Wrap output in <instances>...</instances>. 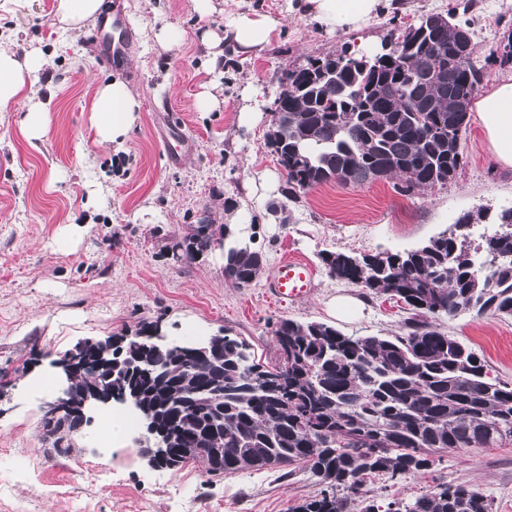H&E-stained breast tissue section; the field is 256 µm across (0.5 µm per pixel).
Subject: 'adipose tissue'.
<instances>
[{
  "label": "adipose tissue",
  "instance_id": "obj_1",
  "mask_svg": "<svg viewBox=\"0 0 512 512\" xmlns=\"http://www.w3.org/2000/svg\"><path fill=\"white\" fill-rule=\"evenodd\" d=\"M308 9L320 23L348 29L374 17L380 0H307ZM277 24L267 14L255 11L239 17L222 34L210 35L207 47L212 58H219L222 41L237 45L241 53L261 51L272 40ZM44 65L36 54L18 55L0 49V105L14 102L25 110L23 132L27 137L44 135L46 105L33 102L29 91ZM139 103L126 84L112 80L100 84L92 107L96 141L109 145L125 137L133 128ZM476 112L487 133L496 160L512 166V77L497 81L495 88L477 103Z\"/></svg>",
  "mask_w": 512,
  "mask_h": 512
}]
</instances>
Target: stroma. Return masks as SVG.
Returning <instances> with one entry per match:
<instances>
[{
    "instance_id": "stroma-1",
    "label": "stroma",
    "mask_w": 512,
    "mask_h": 512,
    "mask_svg": "<svg viewBox=\"0 0 512 512\" xmlns=\"http://www.w3.org/2000/svg\"><path fill=\"white\" fill-rule=\"evenodd\" d=\"M57 2L31 0L18 13L0 7V45L44 55L33 89L49 104L47 132L33 144L20 131V106L0 105V472L20 474L0 494V512H290L318 488L308 472L215 477L199 463L154 470L130 437L102 446L97 418L69 455L51 454L42 406L58 386H40L53 372L45 354L155 321L175 337L219 330L242 337L269 364L279 358L273 331L282 318L324 322L353 336L404 334L402 303L330 277L320 252H403L452 229L464 213L512 207V166L497 162L472 115L462 134L463 164L447 185L403 195L389 180L347 188L329 182L290 201L267 134L285 70L348 45L376 48L390 29L447 13L456 0H390L348 31L296 11L293 0H211L207 12L199 0H122L135 24L124 77L99 64L91 25L80 36L61 31ZM478 2L467 18L476 54L489 62L484 95L512 76V66L490 61L512 33V0ZM255 10L278 24L271 43L247 58L225 44L217 66H209L204 33ZM163 28L182 32V41L163 49L156 38ZM117 78L140 112L122 142L101 146L91 103L98 84ZM206 91L217 108L199 106ZM172 121L193 144L177 165L168 163L161 141ZM203 219L250 227L265 257L251 287L225 281L219 254L182 264L167 259L169 239ZM70 224L82 233L68 253L55 238ZM285 257L313 268L311 298H269V277ZM340 296L357 300L358 311L337 316L330 304ZM439 328L475 352L491 377L512 384V317L465 312L440 319ZM446 484L479 488L493 512H512V444L448 450L425 473L371 477L366 501L384 507Z\"/></svg>"
}]
</instances>
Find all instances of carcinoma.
Returning a JSON list of instances; mask_svg holds the SVG:
<instances>
[{
    "label": "carcinoma",
    "mask_w": 512,
    "mask_h": 512,
    "mask_svg": "<svg viewBox=\"0 0 512 512\" xmlns=\"http://www.w3.org/2000/svg\"><path fill=\"white\" fill-rule=\"evenodd\" d=\"M471 8L465 0L446 16L393 30L392 60L342 50L330 88L317 68L285 71L272 119L280 139L270 142L282 194L293 200L324 183L381 178L396 179L405 194L448 184L485 76L474 53L459 55L461 25L453 19ZM493 223L498 230L476 248L464 233L444 231L404 253H320L329 276L404 302L412 316L403 336H348L323 322L280 319L275 379L264 386L252 372L266 364L247 341L226 334L207 360L191 362L175 347H151L150 322L126 339L122 365L97 377L114 393L138 391L179 467L199 461L211 475L300 467L320 489L292 512H352L371 475L397 479L427 471L441 450L512 443V386L490 379L478 357L437 326L463 312L512 316V261L496 259L512 253V207ZM183 241L193 260L222 250L224 279L239 288L264 265L236 224L207 234L194 224ZM146 362L150 376L140 370ZM88 422L77 408L43 422L50 447L69 454ZM388 512H493V505L459 485L391 502Z\"/></svg>",
    "instance_id": "cac0c4a2"
}]
</instances>
